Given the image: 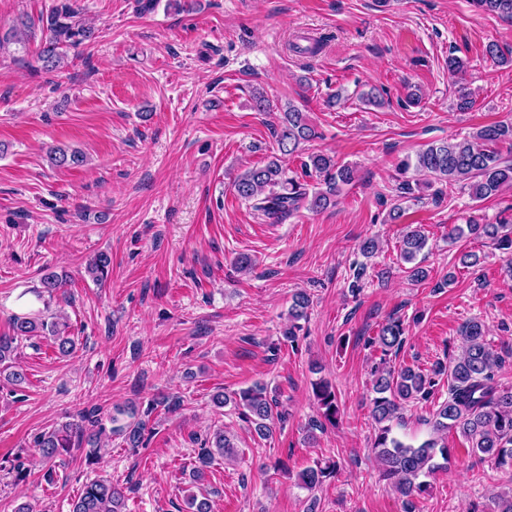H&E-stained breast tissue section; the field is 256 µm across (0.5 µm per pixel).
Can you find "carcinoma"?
<instances>
[{
    "label": "carcinoma",
    "mask_w": 512,
    "mask_h": 512,
    "mask_svg": "<svg viewBox=\"0 0 512 512\" xmlns=\"http://www.w3.org/2000/svg\"><path fill=\"white\" fill-rule=\"evenodd\" d=\"M73 2L58 0L51 13L39 19L45 33L39 58L48 70L59 66L64 57L63 48L78 46L95 38L94 29L77 20L78 10ZM471 3L481 11L512 21V0H471ZM34 28L33 20H20L4 38H0V47L5 43L25 45ZM272 135L284 156L300 152L302 145L318 137L307 113L291 103L279 123L272 126ZM500 144L507 145L508 155H503L498 149ZM49 159L59 168H76L84 163L81 152L61 148L52 150ZM411 167L428 176L431 184H463L476 201L493 197L512 186V123L482 126L460 141L430 144L415 158L408 157L400 163L402 171ZM302 170L306 176L316 177L319 186L288 176L282 160L275 156L261 166L248 167L238 173L233 180V188L240 199L250 203L270 223L279 224L304 204L315 211L327 208L336 201L342 187L356 178L353 166L340 164L323 152L307 154L306 160L302 161ZM410 195V184H402L390 209L391 220L396 221L403 216V203ZM467 235L491 239L501 249L512 251V227L504 224H481L471 220L464 226L451 227L448 240L453 242ZM427 245L428 237L421 228L408 226L402 236L399 258L409 265V277L416 282L427 277V271L416 263L417 256ZM110 271L112 259L105 252L97 253L86 266L88 275L97 282L106 279ZM41 284L42 291L38 297H51L62 288L63 280L54 273H47ZM309 306L310 299L306 294L293 296L288 309L289 325L283 331L285 341H294L297 321L307 318ZM11 328L12 334L0 336V376L14 386L27 381L26 373L15 362L18 342L34 336L48 337L63 356L69 355L75 347V340L68 333L69 324L58 316L48 321L40 312L16 315L11 319ZM485 336L483 322L476 319L466 322L462 330L460 355L447 362H437L430 376L410 366L397 369L385 366L374 370L375 396L371 399L370 414L377 433L373 450L384 479L390 481L401 496L412 498L428 492L429 484L425 478L442 468L436 457L449 461V449L441 442L440 434L450 430L459 432L468 441L471 453L479 461L490 460L497 468L512 473V389L505 390L495 382L494 371L502 363V357L487 343ZM404 342L403 322L399 318H389L376 338L382 355L386 357L399 351ZM440 376L448 379V400L434 415L433 437L417 446L393 437L391 422L399 418L403 405L429 399L436 386V378ZM313 393L321 409V419L313 421L312 428L336 425L339 407L334 387L321 380L313 384ZM235 404L261 438L270 436L274 421L283 417L278 411L277 399L268 396L266 386L260 382L240 390ZM146 426V421L139 420L120 428L126 434L128 447L139 448L145 444ZM102 430L99 409L94 407L81 412L73 421L38 434L34 447L49 463L47 478H53L55 467L63 464L59 459L61 450L84 443L94 448ZM232 452L233 444L224 435V430L215 429L201 445L198 466L193 470L195 480H202L204 469L215 457H227ZM335 471L334 462L324 467H307L298 474V486L313 491L333 477ZM124 506L123 488L108 479H100L84 486L73 500L70 512H124Z\"/></svg>",
    "instance_id": "1"
}]
</instances>
